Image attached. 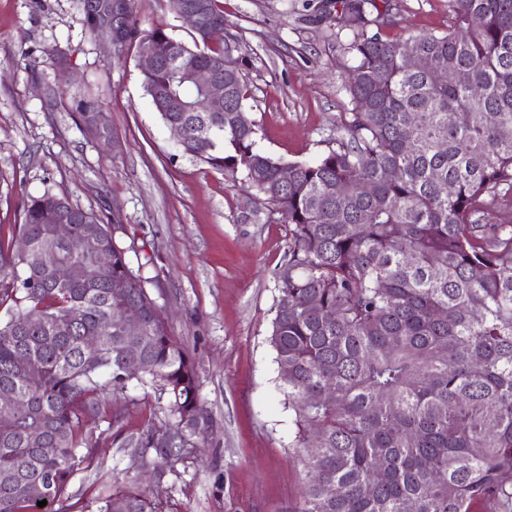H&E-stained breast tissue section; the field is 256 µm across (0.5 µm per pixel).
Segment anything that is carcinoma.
Listing matches in <instances>:
<instances>
[{
    "label": "carcinoma",
    "instance_id": "cac0c4a2",
    "mask_svg": "<svg viewBox=\"0 0 512 512\" xmlns=\"http://www.w3.org/2000/svg\"><path fill=\"white\" fill-rule=\"evenodd\" d=\"M327 2L352 31L355 107L336 147L312 163L255 148V124L240 113L247 50L231 33L205 43L185 0L171 3L193 44L161 28L139 41L168 60L142 85L164 124L183 127V153L244 172L288 224L269 343L294 414L292 447L304 470L324 475L304 483L294 512H512V224L481 223L512 196V0H448V32L393 39L368 33L375 0ZM423 57L440 61L443 79L408 66ZM194 65L224 68V111H190ZM460 70L480 96L455 79ZM83 122L96 138L112 136L98 112ZM352 182L373 193L346 195ZM62 214L75 230L66 246L51 236ZM89 229L111 249V268L94 265ZM19 234L33 254L0 244V391L22 406L14 415L0 400V512H71L70 477L94 453L83 415L132 381L131 351L148 366L137 381L169 395L164 456L181 455L182 435L202 430L198 375L101 218L44 194L25 204ZM47 247L85 279L56 284L34 260ZM115 279L127 287L115 291ZM126 306L143 313L137 335L112 325ZM76 308L83 322L71 326ZM33 311L43 321L18 334L14 321ZM87 334L101 338L94 352ZM98 512L157 510L130 486Z\"/></svg>",
    "mask_w": 512,
    "mask_h": 512
}]
</instances>
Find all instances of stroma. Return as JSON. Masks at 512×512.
I'll list each match as a JSON object with an SVG mask.
<instances>
[{
  "label": "stroma",
  "mask_w": 512,
  "mask_h": 512,
  "mask_svg": "<svg viewBox=\"0 0 512 512\" xmlns=\"http://www.w3.org/2000/svg\"><path fill=\"white\" fill-rule=\"evenodd\" d=\"M306 0H224L225 25L246 44L249 118L257 149L290 162L325 154L353 105L336 19L305 20ZM139 35L192 36L170 0H136ZM448 0H391L376 32L445 33ZM112 128L83 130L84 110ZM68 197L123 225L134 274L193 361L206 429L180 458L139 438L169 424L166 393L130 382L84 422L95 448L69 491L83 512L138 482L158 512H293L305 472L268 342L288 260V226L255 198L244 174L184 154L142 86L137 42L88 31L82 0H0V242L18 237L25 203Z\"/></svg>",
  "instance_id": "1"
}]
</instances>
